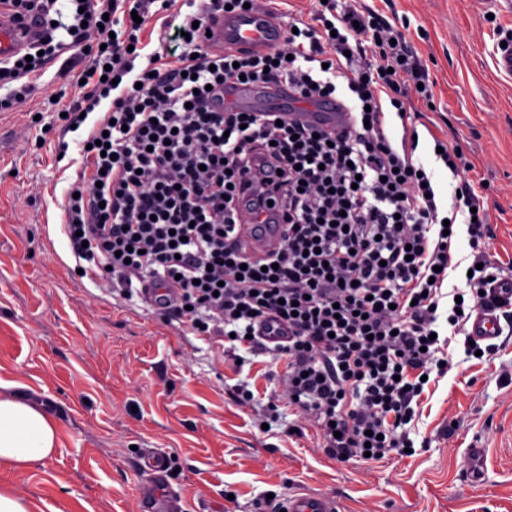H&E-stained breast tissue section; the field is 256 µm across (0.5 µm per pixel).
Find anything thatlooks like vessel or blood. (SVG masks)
Listing matches in <instances>:
<instances>
[{"label":"vessel or blood","mask_w":512,"mask_h":512,"mask_svg":"<svg viewBox=\"0 0 512 512\" xmlns=\"http://www.w3.org/2000/svg\"><path fill=\"white\" fill-rule=\"evenodd\" d=\"M202 43L215 52L262 51L280 44L284 33L271 15L262 11L219 13L205 25ZM38 31L31 18H17L0 8V60L21 52ZM287 84L240 85L224 92V104L243 110L259 108L262 102L274 100L288 107V116L333 132L348 125L352 114L341 102H299L292 100ZM238 237L247 253L257 259L276 253L284 234L281 225L261 224L253 208L241 209L237 216ZM468 333L472 338L491 341L503 333L498 316L487 310L478 311L470 320ZM139 487L141 512H180V506L165 489L167 460L159 452L145 451L140 467ZM284 512H341L335 498L306 492L289 494L283 501Z\"/></svg>","instance_id":"b4317fda"}]
</instances>
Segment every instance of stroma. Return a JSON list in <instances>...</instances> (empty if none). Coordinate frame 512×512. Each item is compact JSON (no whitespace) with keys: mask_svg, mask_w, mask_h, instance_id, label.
I'll list each match as a JSON object with an SVG mask.
<instances>
[{"mask_svg":"<svg viewBox=\"0 0 512 512\" xmlns=\"http://www.w3.org/2000/svg\"><path fill=\"white\" fill-rule=\"evenodd\" d=\"M361 5L403 34L428 75L432 99L412 120L414 162L443 203L468 180L489 208L490 253L512 277V74L495 63L512 38V0ZM58 69L35 79L22 109L0 112V380L55 416L59 446L43 465L1 467V487L33 512H139L138 468L156 448L183 512H259L267 496L301 489L338 499L343 512H512V331L480 360L466 355L465 335L452 337L451 369L417 400L413 455L369 469L317 451L314 428L287 405L268 432L258 429L281 370L270 356L222 358L139 299L112 298L78 274L61 204L84 133L59 132ZM439 141L462 149L459 174L436 157ZM241 388L255 404L236 403Z\"/></svg>","mask_w":512,"mask_h":512,"instance_id":"obj_1","label":"stroma"}]
</instances>
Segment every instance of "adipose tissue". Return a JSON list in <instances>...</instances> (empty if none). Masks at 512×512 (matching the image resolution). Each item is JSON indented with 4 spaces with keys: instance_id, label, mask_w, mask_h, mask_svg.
I'll return each mask as SVG.
<instances>
[{
    "instance_id": "1",
    "label": "adipose tissue",
    "mask_w": 512,
    "mask_h": 512,
    "mask_svg": "<svg viewBox=\"0 0 512 512\" xmlns=\"http://www.w3.org/2000/svg\"><path fill=\"white\" fill-rule=\"evenodd\" d=\"M58 445V424L39 403L0 381V465L24 468L49 458Z\"/></svg>"
}]
</instances>
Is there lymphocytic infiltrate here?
I'll return each instance as SVG.
<instances>
[{
  "instance_id": "f902f5d3",
  "label": "lymphocytic infiltrate",
  "mask_w": 512,
  "mask_h": 512,
  "mask_svg": "<svg viewBox=\"0 0 512 512\" xmlns=\"http://www.w3.org/2000/svg\"><path fill=\"white\" fill-rule=\"evenodd\" d=\"M274 0H200L161 26L152 58L141 21L172 0H0L44 26L26 52L0 63V110L23 105L30 80L65 52L88 71L66 124L94 115L76 179L64 192L62 230L84 274L109 294L132 298L138 283L178 291L160 300L181 331L284 362L267 410L285 401L317 429L330 459L374 464L412 447V402L438 369L439 319L463 330L480 307L512 321V303L487 253L489 213L467 181L450 208L424 185L413 161L418 142L395 146L384 109L407 116L430 100L424 76L387 24L356 0H318L309 19H292L283 42L253 53L212 52L197 24L226 8L272 11ZM287 81L299 98L346 95L354 121L332 133L272 110L221 108L213 89ZM106 146H99V139ZM268 163L278 195L244 197L240 174ZM272 202L288 231L273 258L254 260L236 238V214ZM466 224L475 267L467 291L442 286L452 265L445 226ZM275 320L288 342L264 343Z\"/></svg>"
}]
</instances>
